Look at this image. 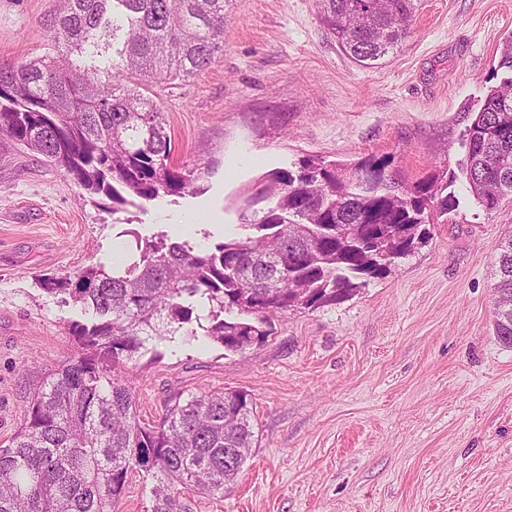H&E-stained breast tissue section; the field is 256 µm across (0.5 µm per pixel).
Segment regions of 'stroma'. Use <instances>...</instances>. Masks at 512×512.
Wrapping results in <instances>:
<instances>
[{
	"label": "stroma",
	"instance_id": "stroma-1",
	"mask_svg": "<svg viewBox=\"0 0 512 512\" xmlns=\"http://www.w3.org/2000/svg\"><path fill=\"white\" fill-rule=\"evenodd\" d=\"M59 0H0V63L42 54ZM512 0H419L411 33L378 64L355 63L317 0H232L224 52L190 81L149 86L172 160L203 193L112 212L36 153L0 137V446L33 386L69 359L79 305L46 275L112 262L125 231L170 233L213 210L190 245L243 234L239 198L305 157L348 166L391 157L400 183L453 174L458 205L428 242L354 295L276 318L232 353L178 331L148 341L127 377L141 420L172 395L239 389L255 445L233 489L190 493L191 512H512V348L493 333L497 246L512 203L486 211L459 171L463 133L492 87Z\"/></svg>",
	"mask_w": 512,
	"mask_h": 512
}]
</instances>
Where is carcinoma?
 <instances>
[{"instance_id":"1","label":"carcinoma","mask_w":512,"mask_h":512,"mask_svg":"<svg viewBox=\"0 0 512 512\" xmlns=\"http://www.w3.org/2000/svg\"><path fill=\"white\" fill-rule=\"evenodd\" d=\"M230 0H62L52 50L0 67V134L40 154L117 213L136 201L196 195L200 169L176 165L151 83L197 76L224 52ZM320 21L359 65L410 34L416 0H318ZM470 191L486 211L512 201V76L486 97L463 135ZM390 159L353 167L305 159L267 173L244 201L247 233L197 250L137 237L138 259L49 277L87 315L70 325L78 353L49 369L20 427L0 447V512H114L130 473L156 479L151 512H190L185 492L233 488L254 441L242 390L164 403L141 422L125 375L145 343L196 323L231 352L272 334V318L343 301L425 244L432 214L456 200L438 178L403 188ZM373 175L369 188L357 181ZM495 291L512 301V237L499 246ZM494 333L512 346V309Z\"/></svg>"}]
</instances>
